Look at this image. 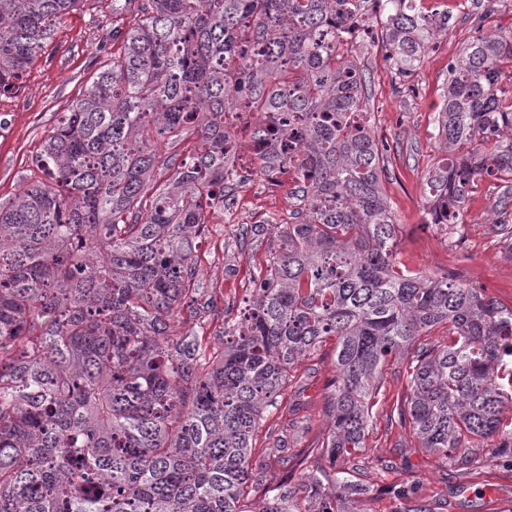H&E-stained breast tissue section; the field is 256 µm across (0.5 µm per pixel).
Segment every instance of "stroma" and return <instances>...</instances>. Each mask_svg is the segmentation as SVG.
Listing matches in <instances>:
<instances>
[{
    "mask_svg": "<svg viewBox=\"0 0 512 512\" xmlns=\"http://www.w3.org/2000/svg\"><path fill=\"white\" fill-rule=\"evenodd\" d=\"M422 5L446 10L448 26L436 51L411 79L415 97L397 93L399 81L380 46L367 47L362 55L373 90L375 135L396 149L385 187L400 224L398 259L413 270L460 273L511 304L512 237L489 231L499 218L495 179L475 182L464 223L448 227L425 222L423 190L440 155L434 117L448 82V62L477 30L512 27V0H422ZM132 19L129 12L113 17L109 5L88 0L57 27L21 90L0 96V200L43 180L34 164L43 138L111 59L113 31L126 30ZM240 166L249 179L233 190L229 210L210 215L197 251L200 286L211 296L213 310L183 325L187 331H203L212 342L225 313H239L252 300L276 227L291 223L296 207L289 176H281L275 185L253 174L250 158H243ZM405 365L404 359L395 358L384 366L383 393L359 472L370 491L355 502L356 512H405L417 501L434 506L435 512H512V458H494L487 449L473 448L467 465L441 460L419 448L411 431L401 427L392 408L407 392ZM335 375L334 344L329 341L295 371L280 410L262 421L255 449L283 433L296 454L320 445L328 428L324 403Z\"/></svg>",
    "mask_w": 512,
    "mask_h": 512,
    "instance_id": "obj_1",
    "label": "stroma"
}]
</instances>
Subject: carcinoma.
I'll return each mask as SVG.
<instances>
[{"label": "carcinoma", "instance_id": "carcinoma-1", "mask_svg": "<svg viewBox=\"0 0 512 512\" xmlns=\"http://www.w3.org/2000/svg\"><path fill=\"white\" fill-rule=\"evenodd\" d=\"M84 0H0V96L17 90ZM119 52L62 113L35 164L48 181L0 200V512H312L308 491L369 488L365 451L382 367L407 353L400 422L458 460L504 437L512 456V304L396 261L387 143L353 37L379 42L403 82L448 15L415 0H137ZM512 35L478 33L448 63L426 182L431 224H463L475 182L512 206ZM230 112H251L257 172H294L252 304L224 313L222 344L196 319L195 252L239 180ZM198 137L190 160L157 150ZM493 144V152L485 146ZM168 174L164 180L157 171ZM448 340L418 343L439 325ZM336 339L329 428L304 486L283 477L251 509L260 420L290 371ZM330 462V469L321 459Z\"/></svg>", "mask_w": 512, "mask_h": 512}]
</instances>
